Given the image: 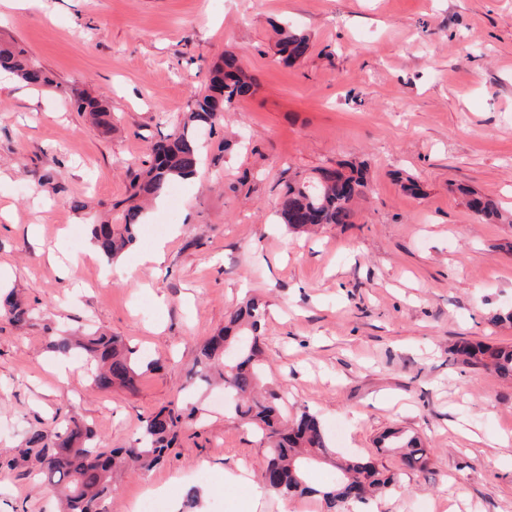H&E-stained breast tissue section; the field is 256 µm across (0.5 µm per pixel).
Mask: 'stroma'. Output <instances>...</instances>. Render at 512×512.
Segmentation results:
<instances>
[{
	"mask_svg": "<svg viewBox=\"0 0 512 512\" xmlns=\"http://www.w3.org/2000/svg\"><path fill=\"white\" fill-rule=\"evenodd\" d=\"M307 34L291 65L275 26ZM24 45L50 88L0 80V262L33 310L0 314V512H57L50 489L2 462L32 429L71 415L98 447L134 443L143 416L195 407L175 448L118 476L107 512L159 493L192 512H329L316 496L258 495L261 434L183 398L199 344L250 297L266 304L264 383L315 413L337 457L401 477L377 512H512V379L453 362L458 342L512 345V225L479 220L465 189L512 212V0H0V43ZM235 53L255 79L214 134L192 184L149 205L118 273L89 219L120 227L148 145L188 112L209 66ZM112 115L103 133L72 90ZM230 140V150L220 148ZM363 166L349 224L288 230L285 180ZM100 329L163 366L102 393L55 368L45 327ZM420 437L430 464L401 470L381 437Z\"/></svg>",
	"mask_w": 512,
	"mask_h": 512,
	"instance_id": "1",
	"label": "stroma"
}]
</instances>
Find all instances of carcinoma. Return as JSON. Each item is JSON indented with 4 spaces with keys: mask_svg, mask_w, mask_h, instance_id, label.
<instances>
[{
    "mask_svg": "<svg viewBox=\"0 0 512 512\" xmlns=\"http://www.w3.org/2000/svg\"><path fill=\"white\" fill-rule=\"evenodd\" d=\"M279 53L295 62L307 51L309 38L290 29H280ZM0 68L8 70L27 84L50 87L53 79L43 69L31 64L27 51L20 46L0 45ZM253 86L238 58L226 56L209 70L204 92L194 99L189 112L173 130L149 146L150 166L131 182L129 200L156 199L170 184L196 173L201 157L200 137L224 118L233 103L247 95ZM73 104L79 112L89 113L94 122L112 130L109 113L102 105L76 96ZM368 191V183L359 168L350 167L342 185L335 173L323 169L304 182L288 181L281 200V218L288 229L300 231L324 224H350L353 203ZM470 206L483 220L504 221L506 217L490 199L472 197ZM143 218V208L133 203L124 212L120 231L110 224H91L92 240L109 260L115 259L135 240V229ZM0 306L15 323L31 319L32 310L14 294L4 296ZM265 316L264 305L252 298L236 308L229 325L210 337L200 348L188 372L185 388L197 382H210L218 376L224 393L231 399L234 418L257 427L266 445V463L262 475L269 478L264 488L276 496L314 494L320 496L333 512H351V505L366 504L374 493L386 492L394 477H384L369 461L350 458L338 465L336 482L321 488L310 486L306 470L315 463L334 461L332 448L317 415L302 410L288 419V402L273 390L257 394L261 381L259 338ZM47 346L57 353L84 357L94 386L101 391L114 387L133 390L139 377L157 368V362H143L134 347L116 336L86 332L81 336H48ZM451 352L463 363L476 369H489L502 378H512V346H493L463 342ZM184 411L163 408L148 414L136 443L128 448L103 451L95 443V433L88 424L69 419L65 428L53 433L33 430L26 447L7 462L17 467L32 465L39 471L62 503L60 512H106L105 502L112 494L116 468L149 471L162 462L178 437ZM386 447L397 451L408 468L427 466L429 449L418 436L392 431L383 438Z\"/></svg>",
    "mask_w": 512,
    "mask_h": 512,
    "instance_id": "cac0c4a2",
    "label": "carcinoma"
}]
</instances>
